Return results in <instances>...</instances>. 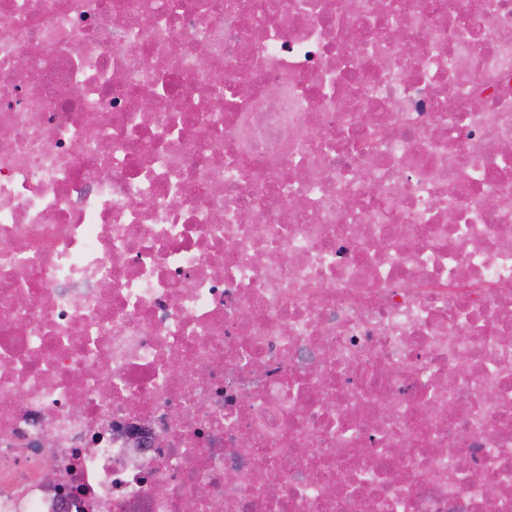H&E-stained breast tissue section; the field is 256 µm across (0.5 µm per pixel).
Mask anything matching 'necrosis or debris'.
<instances>
[{"instance_id":"1","label":"necrosis or debris","mask_w":512,"mask_h":512,"mask_svg":"<svg viewBox=\"0 0 512 512\" xmlns=\"http://www.w3.org/2000/svg\"><path fill=\"white\" fill-rule=\"evenodd\" d=\"M509 225L512 0H0V512H512Z\"/></svg>"}]
</instances>
